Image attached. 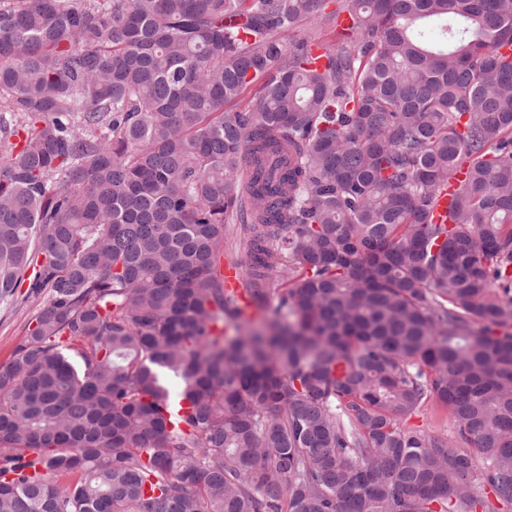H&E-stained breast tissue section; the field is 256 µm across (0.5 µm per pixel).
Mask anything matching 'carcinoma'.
Wrapping results in <instances>:
<instances>
[{"label": "carcinoma", "mask_w": 512, "mask_h": 512, "mask_svg": "<svg viewBox=\"0 0 512 512\" xmlns=\"http://www.w3.org/2000/svg\"><path fill=\"white\" fill-rule=\"evenodd\" d=\"M507 46L512 0H0V512L512 504ZM223 273L225 290L235 293L244 312L251 313L253 311V307L250 304L247 294L242 288L237 266L232 259L225 260ZM27 285L25 282L23 288H19L18 292H22L23 295L14 307L0 308V364L9 361L15 346L25 336L29 320L44 301L33 297L24 299ZM404 425L422 430L431 435H437L452 441L456 436V428L446 409L429 401L417 409L405 421Z\"/></svg>", "instance_id": "carcinoma-1"}]
</instances>
